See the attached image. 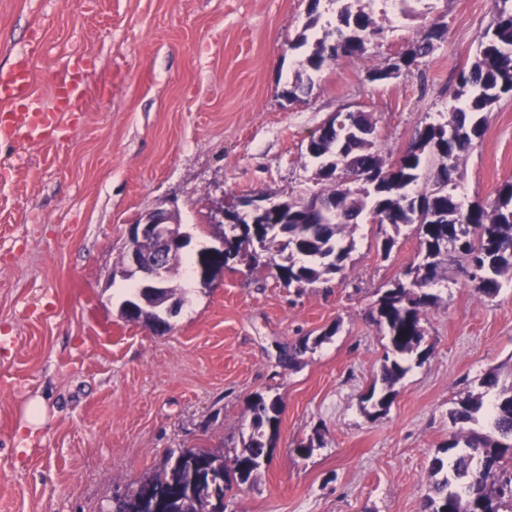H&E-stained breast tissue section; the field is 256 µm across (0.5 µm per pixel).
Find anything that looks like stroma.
<instances>
[{"instance_id":"obj_1","label":"stroma","mask_w":512,"mask_h":512,"mask_svg":"<svg viewBox=\"0 0 512 512\" xmlns=\"http://www.w3.org/2000/svg\"><path fill=\"white\" fill-rule=\"evenodd\" d=\"M313 7L316 34L334 28V0H0V74L41 43L44 106L72 56L88 60L83 115L65 139L0 141L12 172L0 181V335L17 339L0 349V512H112L116 493L183 448L232 463L259 394L279 401L274 449L247 483H227L225 512H424L448 439L486 428L452 422L459 393L494 400L479 386L491 370L512 387V282L482 295L454 257L429 289L421 350L389 411L363 410L388 345L377 299L420 260L412 225L386 255L384 230L359 220L343 234V273L301 288L239 262L206 287L180 273L186 299L166 332L121 317L132 283L113 270L140 215L176 208L197 250L211 242L209 198L319 191L307 141L337 112L368 113L393 162L459 106L458 76L492 19L491 0H416L410 13L367 0L380 43L311 73L289 100L303 58L292 44ZM431 22L447 32L417 73L368 80ZM510 180L506 97L462 154L458 191L468 204ZM302 342L297 366H280V347ZM36 399L46 416L30 437Z\"/></svg>"}]
</instances>
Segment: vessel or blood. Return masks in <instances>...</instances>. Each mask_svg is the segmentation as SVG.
I'll use <instances>...</instances> for the list:
<instances>
[{
    "label": "vessel or blood",
    "mask_w": 512,
    "mask_h": 512,
    "mask_svg": "<svg viewBox=\"0 0 512 512\" xmlns=\"http://www.w3.org/2000/svg\"><path fill=\"white\" fill-rule=\"evenodd\" d=\"M32 63V54H21L12 69L0 75V141L57 140L67 132L66 118L81 116L80 104L87 93L82 57L74 58L68 79L54 85L49 107L36 95Z\"/></svg>",
    "instance_id": "b4317fda"
}]
</instances>
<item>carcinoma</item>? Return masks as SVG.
Masks as SVG:
<instances>
[{
  "label": "carcinoma",
  "instance_id": "1",
  "mask_svg": "<svg viewBox=\"0 0 512 512\" xmlns=\"http://www.w3.org/2000/svg\"><path fill=\"white\" fill-rule=\"evenodd\" d=\"M336 26L320 38L301 34L291 45L304 49L306 68L318 72L343 57H365L382 28L372 14L359 6L362 0H340ZM446 29L430 26L427 34L393 57L383 68L370 69L374 82L397 71L412 72L418 60L444 39ZM512 96V0H492V21L478 37V53L467 71L459 75L458 98L462 106L444 123H427L391 165H385L373 139L350 136L342 140L328 133L310 146L317 161L318 195L354 217L384 216L394 232L417 224L421 261L384 290L377 300L378 323L387 328L393 357H385L382 387L371 388L362 398L371 415L388 411L396 385L408 371L404 356L417 351L424 339L421 310L435 297L424 292L433 284L443 258L461 254L467 260L468 282L479 293L492 296L512 280V181L501 184L493 199L463 206L456 193L458 162L484 132L486 113L505 96ZM429 177L422 178L426 164ZM304 198L285 200L286 210L277 224H230L224 231V263L240 258L251 269L276 270L284 284H312L345 269L352 245H342L345 225L309 216ZM266 242V255L252 248L254 238ZM482 402L466 391L459 396L450 417L455 423L476 418ZM251 431L233 461V473L246 483L262 466L260 456L271 447L276 431L278 400L258 395L251 406ZM487 433L471 430L448 439L443 450L448 460L437 458V476L427 512H512V388L500 393L489 411ZM188 459L170 453L174 461L137 486L113 498L112 512H151L152 498L161 493L162 512H224V482L229 480L224 457L208 448L185 449Z\"/></svg>",
  "mask_w": 512,
  "mask_h": 512
}]
</instances>
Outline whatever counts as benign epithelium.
I'll list each match as a JSON object with an SVG mask.
<instances>
[{
	"mask_svg": "<svg viewBox=\"0 0 512 512\" xmlns=\"http://www.w3.org/2000/svg\"><path fill=\"white\" fill-rule=\"evenodd\" d=\"M281 202L265 197L241 195L224 204V198L209 203L208 220L211 224H256L267 215L279 213ZM150 242L154 250L147 253L140 244ZM192 242L190 233L182 230V224L173 209L157 207L141 215L130 225L124 261L114 274L135 282L137 294L123 302L122 309L135 310V305L151 304L159 320L151 324L155 331L171 328L170 317L180 307L182 297L164 292L169 276V256L187 248Z\"/></svg>",
	"mask_w": 512,
	"mask_h": 512,
	"instance_id": "7a95c632",
	"label": "benign epithelium"
}]
</instances>
